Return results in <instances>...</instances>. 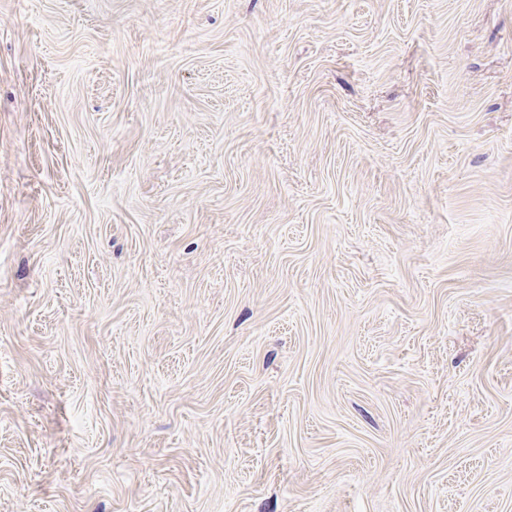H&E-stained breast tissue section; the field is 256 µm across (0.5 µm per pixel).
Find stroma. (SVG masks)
I'll return each mask as SVG.
<instances>
[{"label": "stroma", "mask_w": 512, "mask_h": 512, "mask_svg": "<svg viewBox=\"0 0 512 512\" xmlns=\"http://www.w3.org/2000/svg\"><path fill=\"white\" fill-rule=\"evenodd\" d=\"M0 512H512V0H0Z\"/></svg>", "instance_id": "stroma-1"}]
</instances>
